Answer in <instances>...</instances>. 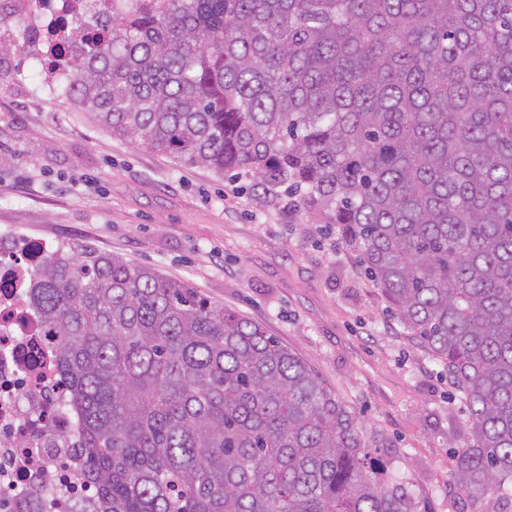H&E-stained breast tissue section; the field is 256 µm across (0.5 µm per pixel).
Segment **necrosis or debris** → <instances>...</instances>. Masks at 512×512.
Returning a JSON list of instances; mask_svg holds the SVG:
<instances>
[{
  "mask_svg": "<svg viewBox=\"0 0 512 512\" xmlns=\"http://www.w3.org/2000/svg\"><path fill=\"white\" fill-rule=\"evenodd\" d=\"M107 19L112 0H0V32L46 62L63 53L57 84L73 79L87 54L89 16ZM53 253L0 230V512L35 503L38 512H94L80 457L82 436L49 336L30 301L38 265Z\"/></svg>",
  "mask_w": 512,
  "mask_h": 512,
  "instance_id": "necrosis-or-debris-1",
  "label": "necrosis or debris"
}]
</instances>
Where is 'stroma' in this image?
Wrapping results in <instances>:
<instances>
[{
    "label": "stroma",
    "instance_id": "1",
    "mask_svg": "<svg viewBox=\"0 0 512 512\" xmlns=\"http://www.w3.org/2000/svg\"><path fill=\"white\" fill-rule=\"evenodd\" d=\"M0 228L92 245L247 316L361 417L377 469L417 512H463L452 469L468 407L358 254L295 201L112 135L11 50L0 54Z\"/></svg>",
    "mask_w": 512,
    "mask_h": 512
}]
</instances>
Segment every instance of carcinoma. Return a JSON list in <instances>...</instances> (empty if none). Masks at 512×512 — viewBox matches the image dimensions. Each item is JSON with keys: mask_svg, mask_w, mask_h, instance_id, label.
Masks as SVG:
<instances>
[{"mask_svg": "<svg viewBox=\"0 0 512 512\" xmlns=\"http://www.w3.org/2000/svg\"><path fill=\"white\" fill-rule=\"evenodd\" d=\"M60 95L294 196L467 401L453 476L512 482V0H112ZM95 512H415L362 421L249 318L86 244L38 268Z\"/></svg>", "mask_w": 512, "mask_h": 512, "instance_id": "cac0c4a2", "label": "carcinoma"}]
</instances>
